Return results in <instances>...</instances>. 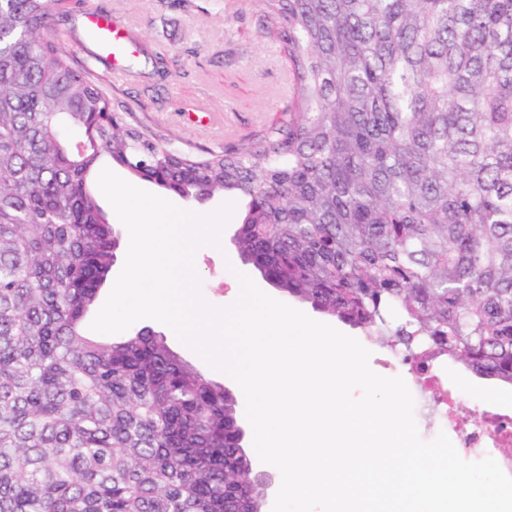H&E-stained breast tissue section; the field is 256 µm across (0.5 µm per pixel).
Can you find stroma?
Segmentation results:
<instances>
[{"mask_svg":"<svg viewBox=\"0 0 512 512\" xmlns=\"http://www.w3.org/2000/svg\"><path fill=\"white\" fill-rule=\"evenodd\" d=\"M90 10L112 18L121 29L124 57L102 56L89 39L84 15ZM253 11V0H79L52 26L62 34L74 67L90 69L143 126L173 148L220 152L242 136L275 126L290 93L288 64L256 31ZM238 222L231 216L220 247L203 246L195 254L201 295L215 307L237 299L236 272L251 273L230 242ZM251 275L261 290L280 298L260 274ZM359 341L370 350L376 373L403 377L410 392H417L399 355L374 338L363 335ZM448 385L456 392V416L467 421L504 400L499 387L453 364Z\"/></svg>","mask_w":512,"mask_h":512,"instance_id":"35a3bbf8","label":"stroma"}]
</instances>
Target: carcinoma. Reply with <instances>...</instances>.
<instances>
[{
	"instance_id": "cac0c4a2",
	"label": "carcinoma",
	"mask_w": 512,
	"mask_h": 512,
	"mask_svg": "<svg viewBox=\"0 0 512 512\" xmlns=\"http://www.w3.org/2000/svg\"><path fill=\"white\" fill-rule=\"evenodd\" d=\"M255 3L291 95L201 158L112 119L53 36L66 0H0V512H264L230 389L161 333L83 334L104 159L241 200L232 242L285 296L512 386V0Z\"/></svg>"
}]
</instances>
